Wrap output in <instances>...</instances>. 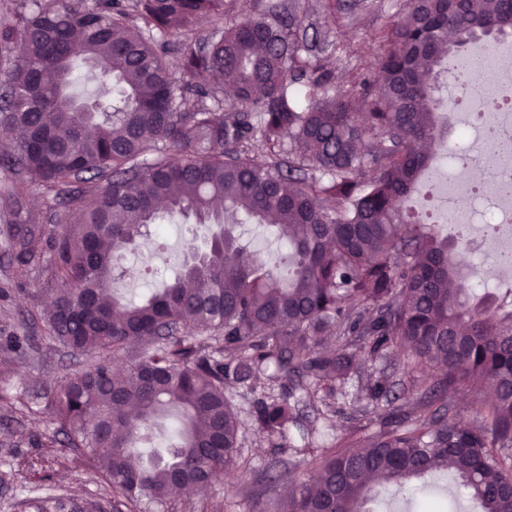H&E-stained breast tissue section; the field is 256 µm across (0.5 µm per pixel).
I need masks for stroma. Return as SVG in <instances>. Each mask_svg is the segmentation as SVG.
<instances>
[{
	"label": "stroma",
	"mask_w": 512,
	"mask_h": 512,
	"mask_svg": "<svg viewBox=\"0 0 512 512\" xmlns=\"http://www.w3.org/2000/svg\"><path fill=\"white\" fill-rule=\"evenodd\" d=\"M406 0H299L305 21L327 35L324 56L336 83L361 86L375 80L385 46L376 34L388 28L402 13ZM16 174L0 166V512H36L40 498L52 496L63 503L62 512H112V491L101 471L57 444V423L50 398L66 376L79 369L85 358L52 341L46 317L55 295L48 270L50 250H43L17 276L7 229L20 216H33L47 232H56L53 218L61 206L52 194L35 187L22 201L13 198ZM211 225L182 220L151 229L124 263L121 286L129 298L162 287L181 268L184 238L204 245ZM238 242L252 248L262 240L257 255L269 266H278L288 251L287 243L269 226L240 224ZM229 395L244 420L239 458L246 464L243 477L232 475L214 481L195 494H174L146 512H275V502L289 486L303 479L311 456L335 445L344 435L366 428L376 432L379 420L365 390V378L352 376L336 395L337 413L317 417L310 406L308 388L294 399L311 431L301 439L296 428L287 431L288 448L278 466H271L273 438L253 421V396L249 387L232 384ZM457 502L458 512H481L452 476H428L403 490L374 486L366 503L368 512H423L439 492Z\"/></svg>",
	"instance_id": "stroma-1"
}]
</instances>
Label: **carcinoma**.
<instances>
[{"mask_svg": "<svg viewBox=\"0 0 512 512\" xmlns=\"http://www.w3.org/2000/svg\"><path fill=\"white\" fill-rule=\"evenodd\" d=\"M224 12L225 0H19L14 21L0 22V134L12 137L0 164L18 175L15 198L42 187L80 212L46 241L33 217L7 230L18 275L48 243L52 338L127 355L124 376L100 357L51 396L68 447L105 475L113 512H143L174 487L202 491L241 467L229 380L277 383L252 417L285 448L296 381L327 419L357 358L393 355L442 372L413 380L388 413L389 378L368 375L379 431L350 434L311 463L281 512H365L376 483L448 473L482 512H512V307L470 288L458 260L466 235L450 245L404 227L401 210L430 165L421 145L437 135L439 74L474 33L512 32V0H408L378 33L388 51L363 112L354 90L333 85L328 42L308 35L296 0H262L210 40L193 37L199 18ZM81 62L109 85L100 118L81 111ZM256 137L264 165L249 155ZM366 164L374 176L362 182ZM227 215L286 237L287 273L239 246ZM190 216L224 225V241L204 251L187 241L182 271L129 301L116 259L151 225ZM462 383L495 394L469 427L451 416ZM170 415L174 445L142 446Z\"/></svg>", "mask_w": 512, "mask_h": 512, "instance_id": "obj_1", "label": "carcinoma"}]
</instances>
